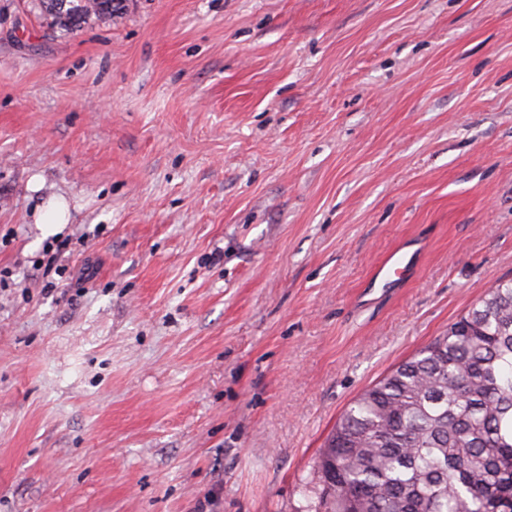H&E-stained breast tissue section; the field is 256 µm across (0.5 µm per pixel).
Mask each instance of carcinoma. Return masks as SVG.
Returning <instances> with one entry per match:
<instances>
[{"label": "carcinoma", "instance_id": "cac0c4a2", "mask_svg": "<svg viewBox=\"0 0 512 512\" xmlns=\"http://www.w3.org/2000/svg\"><path fill=\"white\" fill-rule=\"evenodd\" d=\"M74 31L120 0H38ZM324 512H512V279L345 410L313 468Z\"/></svg>", "mask_w": 512, "mask_h": 512}]
</instances>
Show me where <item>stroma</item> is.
Listing matches in <instances>:
<instances>
[{"label": "stroma", "instance_id": "obj_1", "mask_svg": "<svg viewBox=\"0 0 512 512\" xmlns=\"http://www.w3.org/2000/svg\"><path fill=\"white\" fill-rule=\"evenodd\" d=\"M504 278L512 0H0V512H311L348 405ZM122 0H39L40 11L53 29L74 31L81 27L91 14L112 15L120 9ZM67 206L64 202H51L45 211L40 213L35 224L38 225L43 238L54 236L61 231L64 211ZM412 255L399 248L391 252L379 265L373 275V288L376 284L391 285L405 279L412 269Z\"/></svg>", "mask_w": 512, "mask_h": 512}]
</instances>
